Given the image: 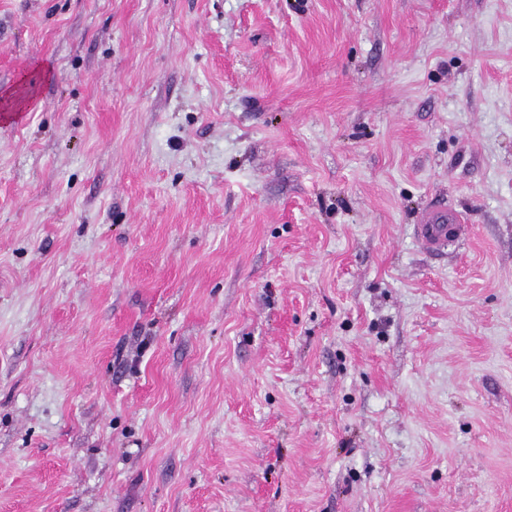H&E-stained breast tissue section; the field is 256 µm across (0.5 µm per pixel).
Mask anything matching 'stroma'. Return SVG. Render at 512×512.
<instances>
[{
  "label": "stroma",
  "mask_w": 512,
  "mask_h": 512,
  "mask_svg": "<svg viewBox=\"0 0 512 512\" xmlns=\"http://www.w3.org/2000/svg\"><path fill=\"white\" fill-rule=\"evenodd\" d=\"M7 91L0 512H512V0H0ZM460 214L432 207L426 210L418 224V238L427 249H436L449 237L459 234L464 228Z\"/></svg>",
  "instance_id": "obj_1"
}]
</instances>
